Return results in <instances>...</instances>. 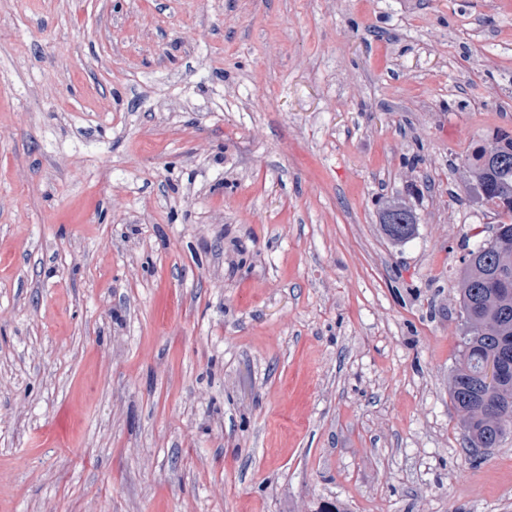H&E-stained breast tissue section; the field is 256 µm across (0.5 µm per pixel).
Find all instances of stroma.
Masks as SVG:
<instances>
[{
  "instance_id": "obj_1",
  "label": "stroma",
  "mask_w": 512,
  "mask_h": 512,
  "mask_svg": "<svg viewBox=\"0 0 512 512\" xmlns=\"http://www.w3.org/2000/svg\"><path fill=\"white\" fill-rule=\"evenodd\" d=\"M502 130L512 0H0V512H512L448 394ZM392 214H401L407 224H399V226L391 230L388 224H384L387 218ZM383 229L389 239L395 243H402L414 237L417 230V220L413 211L406 205L399 202L388 203L382 213Z\"/></svg>"
}]
</instances>
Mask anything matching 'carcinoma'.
I'll list each match as a JSON object with an SVG mask.
<instances>
[{
    "label": "carcinoma",
    "instance_id": "obj_1",
    "mask_svg": "<svg viewBox=\"0 0 512 512\" xmlns=\"http://www.w3.org/2000/svg\"><path fill=\"white\" fill-rule=\"evenodd\" d=\"M469 177L481 199L502 217L490 240L470 248L459 270V303L463 319L459 359L448 385L450 401L461 418L467 451L497 448L512 433V368L493 386L482 383L481 365L498 356L501 343H512V134L500 131L467 161ZM402 215L406 223L383 229L402 243L414 237L417 220L399 202L388 204L382 220Z\"/></svg>",
    "mask_w": 512,
    "mask_h": 512
}]
</instances>
